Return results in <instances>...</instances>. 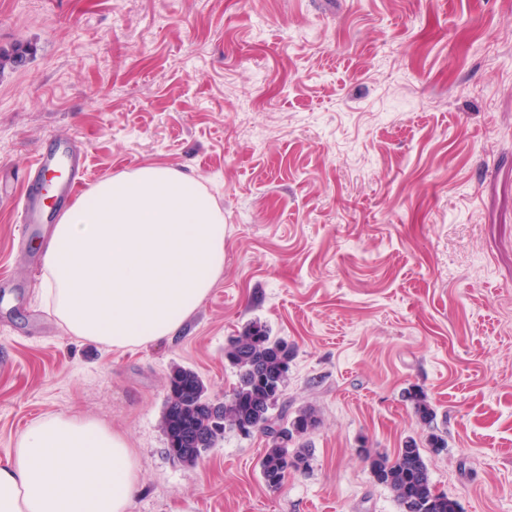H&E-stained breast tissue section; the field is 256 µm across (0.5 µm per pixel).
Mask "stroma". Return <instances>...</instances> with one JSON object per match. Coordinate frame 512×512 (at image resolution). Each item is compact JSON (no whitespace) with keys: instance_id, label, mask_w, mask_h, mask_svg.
Returning <instances> with one entry per match:
<instances>
[{"instance_id":"obj_1","label":"stroma","mask_w":512,"mask_h":512,"mask_svg":"<svg viewBox=\"0 0 512 512\" xmlns=\"http://www.w3.org/2000/svg\"><path fill=\"white\" fill-rule=\"evenodd\" d=\"M0 466L37 419L124 434L131 512H398L359 447L428 454L459 512H512V0H0ZM71 142L91 183L157 163L224 215V270L176 336L116 348L42 304L40 225L18 241L17 181ZM254 321L294 348L282 401L313 408L309 466L265 485L261 433L196 466L167 452L173 368L209 398ZM403 397L410 404L417 423L430 431L426 439L428 447L433 448L435 454H440L448 447V442L437 433L436 413L427 393L420 387L411 386L404 390Z\"/></svg>"}]
</instances>
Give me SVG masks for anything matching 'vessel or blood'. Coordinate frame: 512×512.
<instances>
[{
  "label": "vessel or blood",
  "mask_w": 512,
  "mask_h": 512,
  "mask_svg": "<svg viewBox=\"0 0 512 512\" xmlns=\"http://www.w3.org/2000/svg\"><path fill=\"white\" fill-rule=\"evenodd\" d=\"M84 153L77 147L39 148L33 160L34 177L49 174L57 177V194L53 205H46L39 192L29 194L22 206L18 222L21 235H28L33 225L55 217L59 208L75 197L85 182Z\"/></svg>",
  "instance_id": "b4317fda"
}]
</instances>
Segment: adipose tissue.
<instances>
[{"label":"adipose tissue","mask_w":512,"mask_h":512,"mask_svg":"<svg viewBox=\"0 0 512 512\" xmlns=\"http://www.w3.org/2000/svg\"><path fill=\"white\" fill-rule=\"evenodd\" d=\"M47 309L74 336L112 347L176 335L224 270V216L199 181L147 164L102 181L55 225ZM141 486L125 435L45 416L0 466V512H130Z\"/></svg>","instance_id":"ef3b65f1"}]
</instances>
